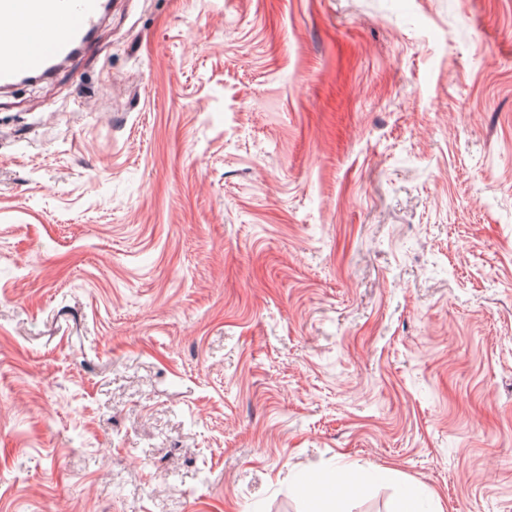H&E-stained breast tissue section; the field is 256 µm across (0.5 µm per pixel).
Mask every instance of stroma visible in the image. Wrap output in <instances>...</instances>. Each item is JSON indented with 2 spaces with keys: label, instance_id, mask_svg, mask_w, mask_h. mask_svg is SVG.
<instances>
[{
  "label": "stroma",
  "instance_id": "1",
  "mask_svg": "<svg viewBox=\"0 0 512 512\" xmlns=\"http://www.w3.org/2000/svg\"><path fill=\"white\" fill-rule=\"evenodd\" d=\"M512 512V0H112L0 90V512ZM370 477V472L363 467L343 468L336 471L335 477L328 478V484L313 481L303 482L302 492L313 501L322 499L325 506L330 507L338 493L347 492L353 495Z\"/></svg>",
  "mask_w": 512,
  "mask_h": 512
}]
</instances>
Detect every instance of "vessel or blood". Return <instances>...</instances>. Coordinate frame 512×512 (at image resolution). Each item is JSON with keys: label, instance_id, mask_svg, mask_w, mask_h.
Wrapping results in <instances>:
<instances>
[{"label": "vessel or blood", "instance_id": "vessel-or-blood-1", "mask_svg": "<svg viewBox=\"0 0 512 512\" xmlns=\"http://www.w3.org/2000/svg\"><path fill=\"white\" fill-rule=\"evenodd\" d=\"M102 0H0V87L18 85L94 32Z\"/></svg>", "mask_w": 512, "mask_h": 512}]
</instances>
